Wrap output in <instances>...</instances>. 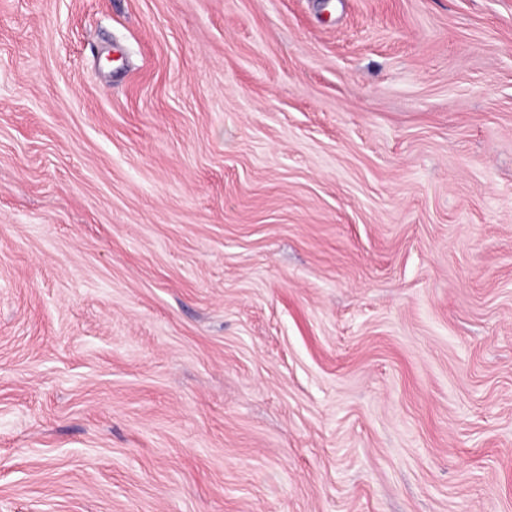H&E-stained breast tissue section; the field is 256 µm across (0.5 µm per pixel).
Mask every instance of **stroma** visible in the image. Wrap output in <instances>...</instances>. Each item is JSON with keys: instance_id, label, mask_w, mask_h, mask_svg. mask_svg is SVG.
Returning a JSON list of instances; mask_svg holds the SVG:
<instances>
[{"instance_id": "stroma-1", "label": "stroma", "mask_w": 512, "mask_h": 512, "mask_svg": "<svg viewBox=\"0 0 512 512\" xmlns=\"http://www.w3.org/2000/svg\"><path fill=\"white\" fill-rule=\"evenodd\" d=\"M0 512H512V0H0Z\"/></svg>"}]
</instances>
